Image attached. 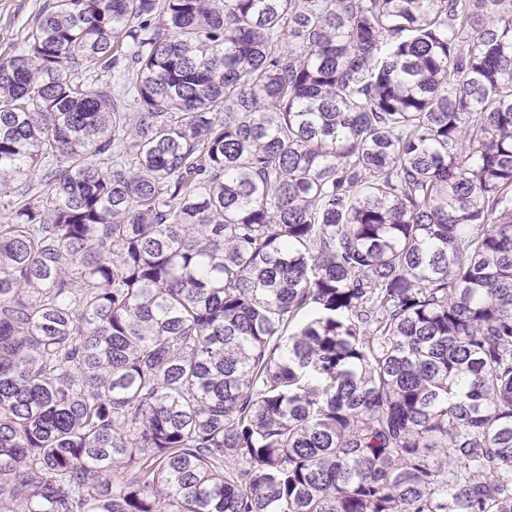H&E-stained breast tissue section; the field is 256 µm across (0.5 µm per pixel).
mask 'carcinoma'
<instances>
[{
    "instance_id": "obj_1",
    "label": "carcinoma",
    "mask_w": 512,
    "mask_h": 512,
    "mask_svg": "<svg viewBox=\"0 0 512 512\" xmlns=\"http://www.w3.org/2000/svg\"><path fill=\"white\" fill-rule=\"evenodd\" d=\"M0 512H512V0H47Z\"/></svg>"
}]
</instances>
